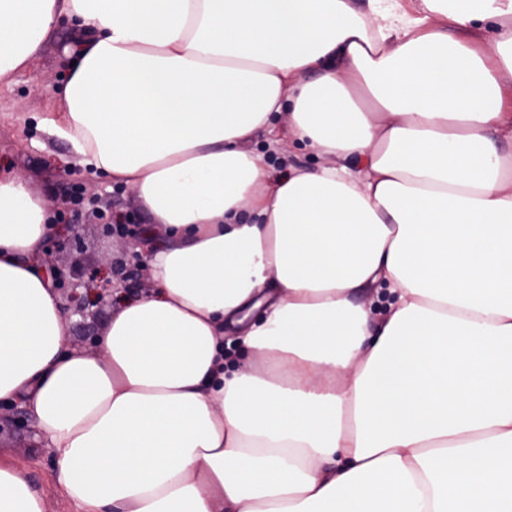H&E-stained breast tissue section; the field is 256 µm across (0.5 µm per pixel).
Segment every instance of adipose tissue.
<instances>
[{"label": "adipose tissue", "mask_w": 512, "mask_h": 512, "mask_svg": "<svg viewBox=\"0 0 512 512\" xmlns=\"http://www.w3.org/2000/svg\"><path fill=\"white\" fill-rule=\"evenodd\" d=\"M64 17L41 123L152 217L73 349L0 171V403L80 512H512V0H0L1 83ZM283 119L316 168L247 151ZM0 512H44L2 460Z\"/></svg>", "instance_id": "obj_1"}]
</instances>
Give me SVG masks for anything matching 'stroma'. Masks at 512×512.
<instances>
[{"label": "stroma", "mask_w": 512, "mask_h": 512, "mask_svg": "<svg viewBox=\"0 0 512 512\" xmlns=\"http://www.w3.org/2000/svg\"><path fill=\"white\" fill-rule=\"evenodd\" d=\"M73 25L61 20L53 37L29 66L0 85V169L29 178L40 188L51 214L69 213L72 184H93L97 210H83L78 221L52 225L39 261L55 271L56 294L68 320L70 345L94 351L95 339L124 298L137 294L143 275L139 253L116 251L117 240H140L148 217L124 187L106 180L89 181L77 164L69 143L39 128L37 120L60 109L58 86L68 68ZM120 221L133 217V231L106 233L103 215ZM106 301H98L101 289ZM85 301L83 312L70 302L71 292ZM30 410L21 404L0 403V457L12 461L41 494L46 512H78L56 480L52 449L37 444Z\"/></svg>", "instance_id": "stroma-1"}]
</instances>
